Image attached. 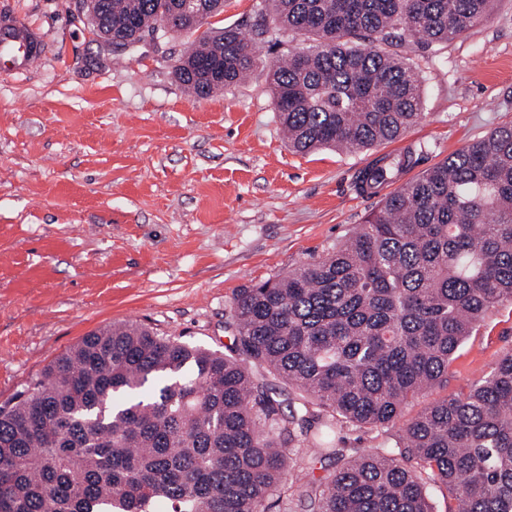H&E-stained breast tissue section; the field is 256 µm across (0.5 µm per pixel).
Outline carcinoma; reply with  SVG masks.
<instances>
[{"mask_svg": "<svg viewBox=\"0 0 512 512\" xmlns=\"http://www.w3.org/2000/svg\"><path fill=\"white\" fill-rule=\"evenodd\" d=\"M221 0H91L99 37L134 44L198 31ZM493 0H263L249 33H203L174 66L205 98L239 85L256 47L300 35L270 65L288 147L355 151L422 119L416 68L491 15ZM417 149L382 157L360 189L397 179ZM512 304V125L406 181L327 254L240 289L220 352L128 321L90 332L0 403V512H512V352L468 390L391 428L448 383L488 312ZM344 427L377 432L346 448ZM326 461L320 478L286 471Z\"/></svg>", "mask_w": 512, "mask_h": 512, "instance_id": "obj_1", "label": "carcinoma"}]
</instances>
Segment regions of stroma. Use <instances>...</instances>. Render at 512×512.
<instances>
[{
    "label": "stroma",
    "mask_w": 512,
    "mask_h": 512,
    "mask_svg": "<svg viewBox=\"0 0 512 512\" xmlns=\"http://www.w3.org/2000/svg\"><path fill=\"white\" fill-rule=\"evenodd\" d=\"M2 11L38 28L45 53L0 74V402L115 322L223 350L239 289L331 251L396 191L358 187L380 158L420 146L419 173L512 123V0L438 52L403 42L424 116L399 140L306 155L289 149L269 93L280 48L260 46L245 83L194 98L173 75L193 34L116 52L92 37L82 0ZM509 350L505 305L405 417L467 391Z\"/></svg>",
    "instance_id": "1"
}]
</instances>
